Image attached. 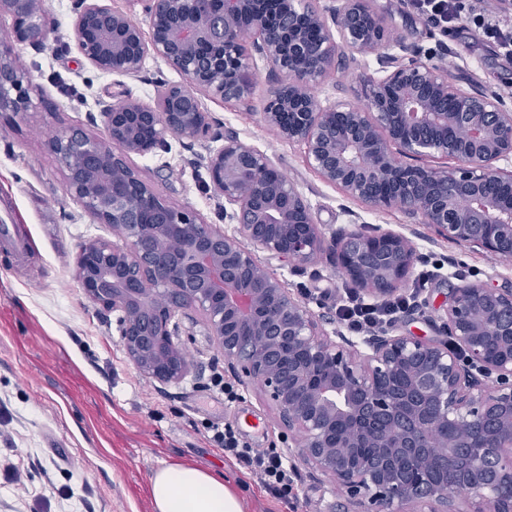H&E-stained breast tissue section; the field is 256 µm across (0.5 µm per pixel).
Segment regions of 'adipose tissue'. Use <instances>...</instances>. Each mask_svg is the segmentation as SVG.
I'll return each mask as SVG.
<instances>
[{"instance_id":"obj_1","label":"adipose tissue","mask_w":512,"mask_h":512,"mask_svg":"<svg viewBox=\"0 0 512 512\" xmlns=\"http://www.w3.org/2000/svg\"><path fill=\"white\" fill-rule=\"evenodd\" d=\"M154 512H245L222 475L184 463H166L150 478Z\"/></svg>"}]
</instances>
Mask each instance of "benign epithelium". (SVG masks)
<instances>
[{"label": "benign epithelium", "instance_id": "benign-epithelium-1", "mask_svg": "<svg viewBox=\"0 0 512 512\" xmlns=\"http://www.w3.org/2000/svg\"><path fill=\"white\" fill-rule=\"evenodd\" d=\"M144 32L105 0H77L83 58L103 73L135 76L152 57L183 77L145 102H97L103 134L60 127L47 139L67 192L112 238L74 256L88 300L116 315L120 343L145 379L192 372L180 324L202 319L228 372L268 397L291 435L288 459L330 477L352 512H512V288L467 282L448 297L439 326L449 341L381 329L357 342L257 257L303 272L326 257L377 300L401 290L426 261L406 236L316 224L298 187L254 146L205 110L202 97L249 101L259 67L274 81L262 112L283 140L305 147L327 184L376 211L398 208L435 233L512 259V108L469 92L448 69L402 41L372 0H129ZM13 17L0 37V114L33 107L15 48L44 47L46 0H0ZM381 46L385 74L360 78L367 105L324 104L306 92ZM222 140L207 161L206 190L224 198L233 232L159 195L131 157ZM440 156L454 165L401 162Z\"/></svg>", "mask_w": 512, "mask_h": 512}]
</instances>
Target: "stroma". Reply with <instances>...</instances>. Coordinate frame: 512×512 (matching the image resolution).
<instances>
[{
    "instance_id": "obj_1",
    "label": "stroma",
    "mask_w": 512,
    "mask_h": 512,
    "mask_svg": "<svg viewBox=\"0 0 512 512\" xmlns=\"http://www.w3.org/2000/svg\"><path fill=\"white\" fill-rule=\"evenodd\" d=\"M373 6L394 39L430 52L447 65L451 81L497 93L512 106V59L474 39L466 27L445 31L425 23L411 0H374ZM76 7V0H46L45 47L16 50L34 107L0 117V220L28 225L33 239L25 259L0 251V512H153L150 477L170 462L224 474L244 498L246 512H337L341 497L332 482L307 465L298 467L297 500L284 503L211 442L207 424L229 423L252 447L288 449L277 413L260 389L242 390L232 403L209 390L211 377L224 370V355L202 326L181 328L199 372L162 386L139 375L115 321L85 298L74 255L83 240L112 231L66 191L46 140L62 125L89 130L87 115L97 101L129 94L148 102L159 83L181 77L154 59L134 77L101 73L77 49ZM360 71L337 68L310 93L325 103L363 105ZM271 87L263 74L248 102L207 97L203 103L298 186L323 229H391L426 254L405 287L414 304L390 325L391 334L438 337L448 296L465 283L512 287V261L440 238L399 210H369L323 182L304 146L283 142L266 128L262 110ZM214 148L211 142L186 148L175 140L169 152L135 156L131 163L161 196L218 224L224 202L204 189L206 158ZM260 259L286 287L306 290L314 310L331 317L337 303L357 290L324 258L302 273L268 253Z\"/></svg>"
}]
</instances>
